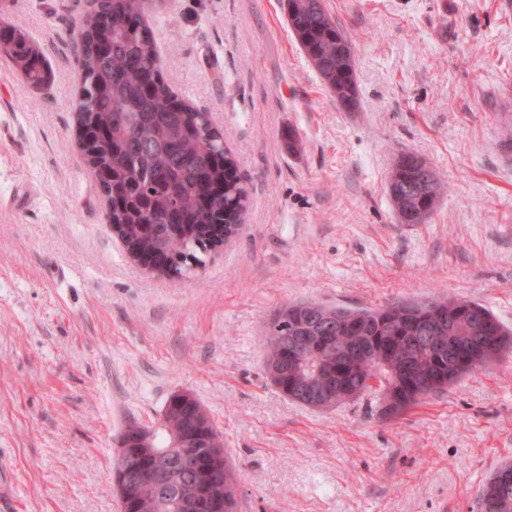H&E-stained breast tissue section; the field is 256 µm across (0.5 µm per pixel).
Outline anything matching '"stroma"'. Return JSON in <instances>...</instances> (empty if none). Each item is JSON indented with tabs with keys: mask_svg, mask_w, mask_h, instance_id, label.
<instances>
[{
	"mask_svg": "<svg viewBox=\"0 0 512 512\" xmlns=\"http://www.w3.org/2000/svg\"><path fill=\"white\" fill-rule=\"evenodd\" d=\"M353 43L341 111L284 0H155L171 89L208 112L249 194L246 224L188 280L114 235L80 150L74 24L86 0H0L53 71L30 87L0 54V505L121 512L130 421L194 396L238 473L234 512H480L512 462V353L397 417L368 397L288 399L264 365L290 303L377 308L443 294L512 329V0H324ZM424 159L444 191L400 223L387 181Z\"/></svg>",
	"mask_w": 512,
	"mask_h": 512,
	"instance_id": "1",
	"label": "stroma"
}]
</instances>
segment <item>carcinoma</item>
Segmentation results:
<instances>
[{
  "label": "carcinoma",
  "mask_w": 512,
  "mask_h": 512,
  "mask_svg": "<svg viewBox=\"0 0 512 512\" xmlns=\"http://www.w3.org/2000/svg\"><path fill=\"white\" fill-rule=\"evenodd\" d=\"M147 0H90L85 25L75 32L81 44L82 72L76 125L91 142L97 161L94 175L111 199L112 223L138 246L146 262L168 277H184L205 265L215 248V225L237 232L247 190L221 132L208 115L176 97L165 83L154 33L142 20ZM288 25L323 84L342 109L358 105L359 87L351 38L330 15L324 0H285ZM0 50L27 83L47 89L52 73L40 47L26 33L0 29ZM422 158L403 154L393 165L388 192L395 210L413 224L430 217L441 189L437 174L421 184ZM224 195L210 201L212 188ZM336 312L308 303L288 304L269 322L266 366L280 362L283 341L297 338L286 374L272 383L289 399L314 407L328 385L319 375H334L351 401L382 396L384 412L396 416L421 404L475 370L512 350V333L477 303L445 298L427 303L402 302L377 309H343L347 327L320 345L317 321ZM201 403L192 395L173 394L167 402L153 446L172 455L181 434L200 427L217 433L209 417L196 421ZM224 495H207L193 471L178 475L167 493H158V472L141 471L126 512H180L179 501L198 492L203 507L192 512H234L236 476L227 460ZM498 468L481 491L483 512H512V484L500 485Z\"/></svg>",
  "instance_id": "carcinoma-1"
}]
</instances>
